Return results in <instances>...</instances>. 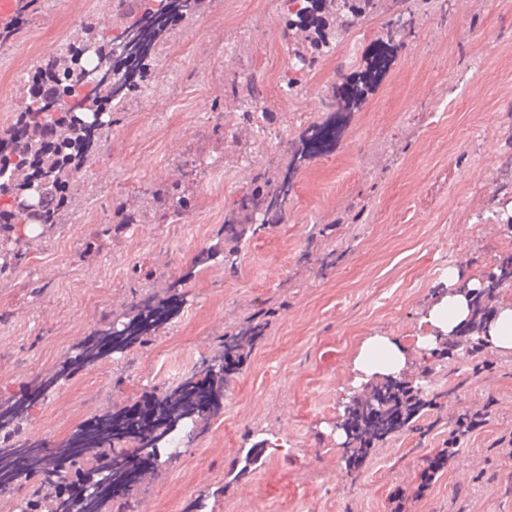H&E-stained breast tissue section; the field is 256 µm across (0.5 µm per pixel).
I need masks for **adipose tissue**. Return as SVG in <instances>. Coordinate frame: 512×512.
Instances as JSON below:
<instances>
[{
  "mask_svg": "<svg viewBox=\"0 0 512 512\" xmlns=\"http://www.w3.org/2000/svg\"><path fill=\"white\" fill-rule=\"evenodd\" d=\"M460 271L457 267L448 269V291L430 305L422 322L429 330L428 335L418 337V347L432 343L434 335H450L470 315L467 290L478 288V281H469L466 287H459ZM408 360V349L399 341L387 336L369 337L360 346L352 362L353 381L362 384L376 376L396 375L402 372Z\"/></svg>",
  "mask_w": 512,
  "mask_h": 512,
  "instance_id": "ef3b65f1",
  "label": "adipose tissue"
}]
</instances>
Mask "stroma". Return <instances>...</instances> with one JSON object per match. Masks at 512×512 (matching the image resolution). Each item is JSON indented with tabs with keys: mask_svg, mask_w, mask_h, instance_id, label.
<instances>
[{
	"mask_svg": "<svg viewBox=\"0 0 512 512\" xmlns=\"http://www.w3.org/2000/svg\"><path fill=\"white\" fill-rule=\"evenodd\" d=\"M40 3L0 45V131L23 109L29 73L76 22L95 19L109 38L123 23L112 0ZM386 20L366 18L299 73L295 53L312 48L285 38L279 0H205L172 30L152 61L164 91L126 98L78 175L80 210L0 279V402L52 382L28 407L23 437L59 443L105 410L175 387L225 331L272 307L223 409L176 462L141 479L137 512H512V353L453 352L432 379L445 398L423 434L390 440L358 472L337 429L365 339L399 340L408 377L419 376L421 319L449 267L481 279L512 258L496 219L512 211V0H452L445 19L420 13L415 38L388 53L344 131L291 170L283 219L242 240L236 267L224 262L225 216L268 158L287 166L290 144L328 121L324 100L369 67ZM233 75L258 78L278 140L238 123L244 101L224 93ZM217 98L235 137L212 133ZM189 153L202 166L184 183L183 222L117 223L116 203L141 209V186L180 182ZM182 276L174 311L147 344L79 363L81 341L131 289L162 297ZM482 362L488 370L474 373ZM488 401L490 419L422 482L448 446L449 419Z\"/></svg>",
	"mask_w": 512,
	"mask_h": 512,
	"instance_id": "35a3bbf8",
	"label": "stroma"
}]
</instances>
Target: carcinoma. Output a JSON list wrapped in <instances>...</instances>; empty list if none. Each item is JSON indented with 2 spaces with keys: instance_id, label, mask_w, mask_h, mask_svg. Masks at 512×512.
<instances>
[{
  "instance_id": "cac0c4a2",
  "label": "carcinoma",
  "mask_w": 512,
  "mask_h": 512,
  "mask_svg": "<svg viewBox=\"0 0 512 512\" xmlns=\"http://www.w3.org/2000/svg\"><path fill=\"white\" fill-rule=\"evenodd\" d=\"M282 12L287 19L288 38L308 41L316 35L323 46L329 45V34L323 25L310 18L317 11L335 15L337 29L346 31L365 17L384 10L391 13L386 23L387 42L404 40L414 35L415 10L398 0H284ZM203 0H150L144 10L131 16L116 37L106 40L97 23L82 20L68 37L67 49L52 56L29 76L23 97L25 108L12 126L0 135V275L11 273L30 252L42 245L45 234L63 223L67 212L79 206L72 186L86 162L98 154L105 135L112 128L116 107L123 99L146 89L152 78L148 70L149 49L141 47L146 33L159 42L167 33L201 8ZM37 9V0H18L15 23L0 30V41L15 39L27 17ZM224 92L243 94L245 109L238 114L241 123L257 119L269 121V112L259 111L261 93L251 78L236 77L224 83ZM255 188L237 203V216L224 221V240L232 247L224 254V262L234 266L239 243L247 233L260 231L269 218H281L290 185L288 177L271 173L270 167L258 171ZM160 219L172 224L183 220L188 202L177 185L167 190ZM512 283V258L502 262L486 276L479 291L472 295V317L457 332L464 337L459 346L476 353L483 346L480 333L494 313L498 288ZM150 292L135 294L126 304L121 318L126 320L128 334L122 341L113 338L112 323L87 337L85 361L94 362L104 354L136 342L144 343L149 332L164 320L163 306L155 303ZM270 310L262 308L224 333L191 377L181 386L151 396L144 404L96 418L76 431L70 446L50 448L46 443H31L17 438L20 423L15 417L24 414L17 406L31 395L24 393L11 407L15 412L0 422V456L17 461L27 456L35 459L30 474L35 484L27 506L41 512H73L69 497L53 496L52 485L69 476L82 481L90 472L81 465V455L90 453L106 460L110 480L100 486L93 500L83 505L82 512H128L136 507V489L132 474L145 469L157 470L166 461L177 460L182 448L168 445L173 427L155 428L145 433L135 427V416L148 419L159 413L180 412L184 427L178 436L183 448L191 446L203 432L200 422L223 408L224 387L248 361L254 347L264 339L269 326ZM492 403L484 410L458 415L448 444H457L455 435L465 433L487 417ZM437 407L429 390L411 381L392 376L373 381L363 393L352 397L345 406L341 426L347 435V462L351 469L362 466L370 451L391 438L417 429L416 420L424 411Z\"/></svg>"
}]
</instances>
